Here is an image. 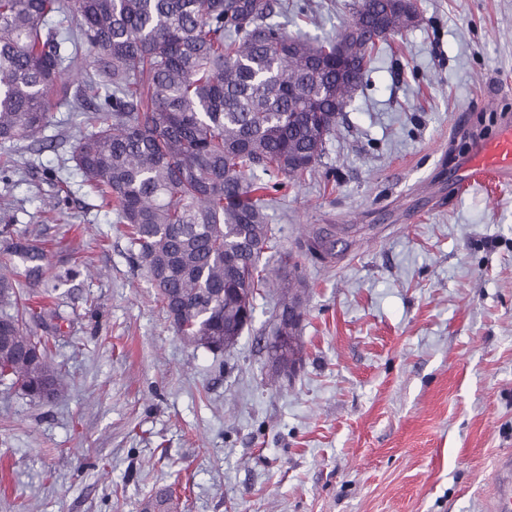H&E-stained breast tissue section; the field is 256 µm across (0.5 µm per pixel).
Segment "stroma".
Wrapping results in <instances>:
<instances>
[{
    "label": "stroma",
    "instance_id": "35a3bbf8",
    "mask_svg": "<svg viewBox=\"0 0 512 512\" xmlns=\"http://www.w3.org/2000/svg\"><path fill=\"white\" fill-rule=\"evenodd\" d=\"M350 0H288L275 21L336 35ZM380 45L312 176L268 211L301 276L303 361L278 377L257 298L230 350L179 336L124 225L70 159L83 115L0 145V224L42 232L64 397L0 387V512H490L512 455V178L458 184L512 118V0H417ZM63 183L59 205L50 192ZM336 239L323 259L306 228ZM77 280L55 285L69 259Z\"/></svg>",
    "mask_w": 512,
    "mask_h": 512
}]
</instances>
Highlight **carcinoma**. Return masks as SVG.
Wrapping results in <instances>:
<instances>
[{
	"mask_svg": "<svg viewBox=\"0 0 512 512\" xmlns=\"http://www.w3.org/2000/svg\"><path fill=\"white\" fill-rule=\"evenodd\" d=\"M280 0H0V144L51 122L50 91L107 117L76 138L71 159L128 228L178 335L221 351L273 286L282 312L304 313L299 280L265 257L273 199L256 171L292 184L314 171L326 141L362 84L373 36L349 45L336 70V37L309 40L270 22ZM352 22L400 34L389 0H354ZM46 253L0 225V268L21 262L28 286L43 281ZM46 303L23 300L0 275V385L48 402L67 386L48 348L57 329ZM277 365L302 361L291 335Z\"/></svg>",
	"mask_w": 512,
	"mask_h": 512,
	"instance_id": "carcinoma-1",
	"label": "carcinoma"
}]
</instances>
